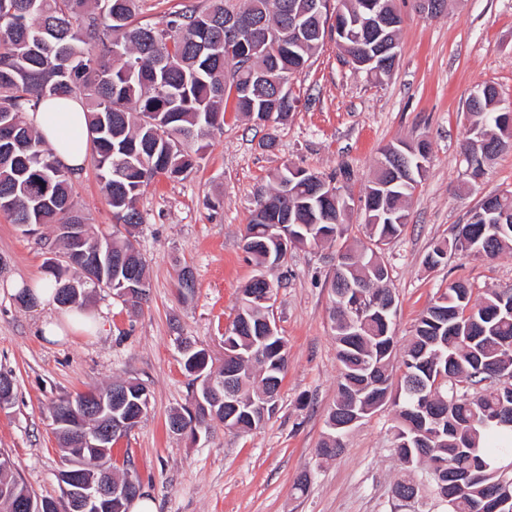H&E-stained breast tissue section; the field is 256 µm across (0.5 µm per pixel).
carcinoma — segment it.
Returning a JSON list of instances; mask_svg holds the SVG:
<instances>
[{"instance_id": "carcinoma-1", "label": "carcinoma", "mask_w": 512, "mask_h": 512, "mask_svg": "<svg viewBox=\"0 0 512 512\" xmlns=\"http://www.w3.org/2000/svg\"><path fill=\"white\" fill-rule=\"evenodd\" d=\"M227 2L205 0L202 7L169 14L158 27L135 20L138 0H0V120L12 122L27 138L24 153L0 143V213L12 224L56 225L58 267L79 291L122 288L112 259L131 255L145 264L131 232L143 223L135 207L142 188L158 175L179 178L197 166L207 132L224 125L228 100H233L234 111L248 118L270 110L274 88L258 89L244 100L234 91L247 87L256 69L275 68L287 78L303 71L326 35L325 13L308 20L304 41L286 50L282 28L308 0H238L236 8L263 18L269 33H245L226 43L224 14L231 11ZM333 2L341 5L338 25L345 28L336 44L345 62L352 64L370 40V33L354 19L372 0ZM72 95L85 103L92 162L115 223L127 231L121 237L115 232L96 234L86 224L72 197L74 172L57 163L50 146L25 121V114L38 111L42 101ZM468 111L473 123L464 150L481 156L485 141L495 155L512 147V131L501 125L502 108L485 93L470 102ZM386 162L385 157L379 161L363 195L367 241L358 249L340 246L330 283L340 374L327 420L360 404L365 377L373 374L380 386L375 398L360 404L362 416L387 404L395 407L394 452L407 472L392 493L410 490L408 484L438 469L441 462L464 465L473 469L474 477L450 503H440L438 485L430 484L418 490L412 512H493L494 504L483 501L486 492L512 494V424L498 419L502 398L512 387V314L504 310L512 306V289L490 291L475 301L466 282L451 283L417 319L400 355L388 326L393 316L355 320L337 298L348 282L374 299L392 296L386 287L389 271L378 251L402 232L408 218L406 201L426 169L383 195L376 184L384 180ZM290 176L286 167L273 174L266 197L259 200L246 227L243 250L260 275L288 259L267 235L262 207L292 215L290 234L304 247L347 238L350 208L340 201H321L315 185L347 181L350 174L324 177L308 172L283 196L282 185ZM494 206L508 212L503 223L477 219L457 226L451 238L433 243L425 264L434 268L453 251L495 257L511 249L512 194L495 197ZM69 224L84 225L77 251L65 232ZM252 288L250 281L244 285L236 315L246 317L251 330L230 335L236 352L244 355L231 363L240 410L232 416L211 404L201 378L212 374L206 351L191 349L186 339L184 368L201 382L190 406L170 416L168 427L180 423L193 435L215 423L225 422L242 433L263 424L255 408L281 385L288 350L281 336L263 340L256 335L265 312L264 305L250 297ZM396 369L401 371L397 382ZM117 389L127 392L131 401L148 398L142 384L116 381L53 403L54 430L66 456L82 433L111 427ZM425 406L442 410L444 425L422 423L419 414ZM343 449V439L329 429L315 456L331 459ZM5 488L20 495L27 491L15 476L14 463L0 453V512H17L15 499L3 495Z\"/></svg>"}]
</instances>
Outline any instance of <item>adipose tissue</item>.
<instances>
[{
    "instance_id": "adipose-tissue-1",
    "label": "adipose tissue",
    "mask_w": 512,
    "mask_h": 512,
    "mask_svg": "<svg viewBox=\"0 0 512 512\" xmlns=\"http://www.w3.org/2000/svg\"><path fill=\"white\" fill-rule=\"evenodd\" d=\"M25 120L52 148L55 158L73 171L85 168L89 156V136L86 114L80 98L72 96L54 102H43L38 111L29 112ZM15 289L29 288L36 305L52 310L53 315L41 329L50 340L78 334L86 330H99L102 322L91 311L72 307L58 311L55 289L50 279L33 278L15 281Z\"/></svg>"
}]
</instances>
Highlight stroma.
Segmentation results:
<instances>
[{
  "mask_svg": "<svg viewBox=\"0 0 512 512\" xmlns=\"http://www.w3.org/2000/svg\"><path fill=\"white\" fill-rule=\"evenodd\" d=\"M397 7L400 56L388 76L353 69L326 36L288 81L295 107L287 122L258 127L227 112L187 177L161 175L143 189L135 238L147 262L149 299L136 309L109 289H88L85 305L105 320V333L40 336L48 310L21 305L11 284L44 276L56 227L28 233L0 215V373L14 382L12 399L0 408V452L30 492L60 494L64 459L53 402L127 379L147 386L150 407L117 442L112 462L115 470H136L156 512H390L403 474L392 451V406L348 433L336 459L315 456L340 370L328 288L337 243L293 250L286 266L268 274L279 283L274 310L288 345L269 419L245 435L216 424L196 442L169 432L167 421L191 401L181 337L206 350L214 366L224 363V331L256 273L243 250L246 225L277 169H347V188L359 196L386 146L428 140L427 173L408 203V223L383 253L397 300V347L407 345L420 314L448 284L466 281L478 298L512 288V250L493 258L452 252L434 269L424 263L432 243L452 237L485 196L512 191V150L487 164L469 190L461 188L467 98L492 85L512 104V0H448L435 18L422 14L417 0H397ZM73 192L87 222L111 232L112 209L93 166L77 174ZM185 267L194 277L190 292L179 281ZM303 476L308 483L300 491Z\"/></svg>",
  "mask_w": 512,
  "mask_h": 512,
  "instance_id": "1",
  "label": "stroma"
}]
</instances>
